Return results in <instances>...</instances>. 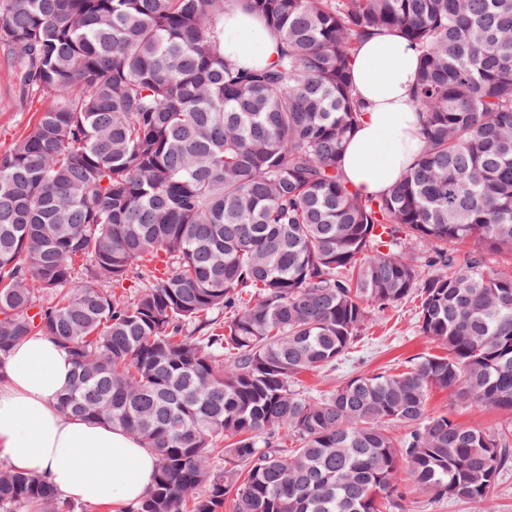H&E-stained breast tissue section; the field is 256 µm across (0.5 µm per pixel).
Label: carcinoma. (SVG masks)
Masks as SVG:
<instances>
[{
	"label": "carcinoma",
	"mask_w": 512,
	"mask_h": 512,
	"mask_svg": "<svg viewBox=\"0 0 512 512\" xmlns=\"http://www.w3.org/2000/svg\"><path fill=\"white\" fill-rule=\"evenodd\" d=\"M228 6L273 65L224 54ZM387 31L419 51L421 148L363 197L351 64ZM0 56L51 99L0 153V369L38 333L69 353L61 411L156 454L127 512H405L401 469L494 512L512 426L428 400L512 412V0H0ZM414 294L446 355L300 389ZM0 512L76 506L0 465ZM429 408L433 412L454 409L458 422L486 429L498 428L510 417L509 414L496 409H465L455 407L451 392L440 388L431 390Z\"/></svg>",
	"instance_id": "cac0c4a2"
}]
</instances>
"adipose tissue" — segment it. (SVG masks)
<instances>
[{"label": "adipose tissue", "mask_w": 512, "mask_h": 512, "mask_svg": "<svg viewBox=\"0 0 512 512\" xmlns=\"http://www.w3.org/2000/svg\"><path fill=\"white\" fill-rule=\"evenodd\" d=\"M224 52L269 65L277 41L260 19L228 10ZM417 69L416 49L394 31L366 38L353 61V86L364 110L342 170L362 196L386 193L420 148V115L411 99ZM72 372L69 354L51 337L32 336L13 347L0 369V459L68 499L135 503L152 483L156 455L123 429L64 414L58 401Z\"/></svg>", "instance_id": "1"}]
</instances>
